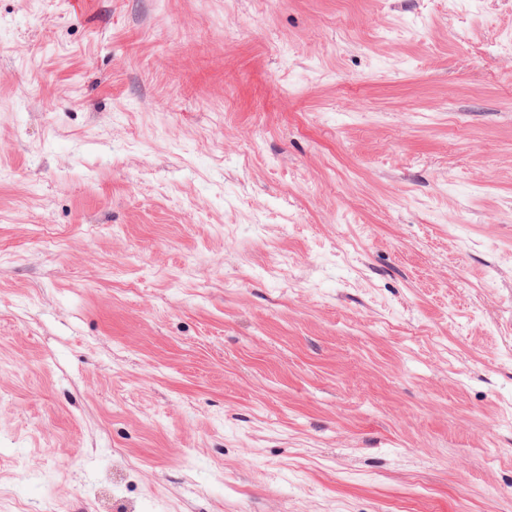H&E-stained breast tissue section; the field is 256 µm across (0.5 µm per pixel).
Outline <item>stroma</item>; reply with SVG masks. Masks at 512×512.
<instances>
[{
	"label": "stroma",
	"instance_id": "obj_1",
	"mask_svg": "<svg viewBox=\"0 0 512 512\" xmlns=\"http://www.w3.org/2000/svg\"><path fill=\"white\" fill-rule=\"evenodd\" d=\"M0 512H512V0H0Z\"/></svg>",
	"mask_w": 512,
	"mask_h": 512
}]
</instances>
